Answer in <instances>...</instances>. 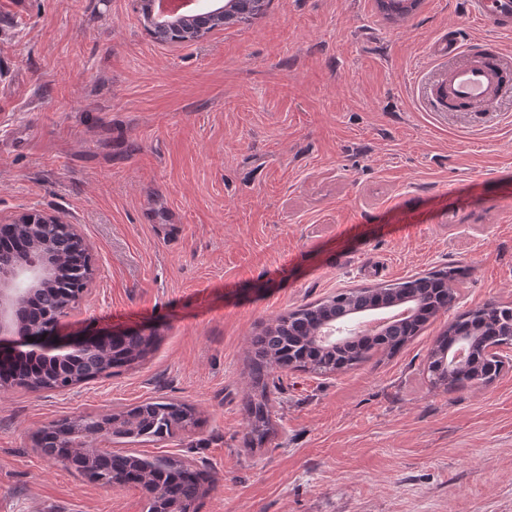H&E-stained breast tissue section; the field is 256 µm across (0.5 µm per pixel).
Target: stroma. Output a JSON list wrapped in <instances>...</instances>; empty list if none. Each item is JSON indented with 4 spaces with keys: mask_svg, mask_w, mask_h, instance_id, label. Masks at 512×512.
Listing matches in <instances>:
<instances>
[{
    "mask_svg": "<svg viewBox=\"0 0 512 512\" xmlns=\"http://www.w3.org/2000/svg\"><path fill=\"white\" fill-rule=\"evenodd\" d=\"M467 0H272L250 25L161 45L138 0H0V225H76L94 275L62 334L155 330L144 360L63 391L0 389V512H147L36 448L62 418L148 398L199 425L117 451L208 475L199 512H512V346L493 382L425 370L458 314L512 303V103L473 130L432 112L427 51L490 28ZM452 264L454 307L393 356L278 370L244 447L252 333L347 288Z\"/></svg>",
    "mask_w": 512,
    "mask_h": 512,
    "instance_id": "obj_1",
    "label": "stroma"
}]
</instances>
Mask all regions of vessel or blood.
<instances>
[{
  "mask_svg": "<svg viewBox=\"0 0 512 512\" xmlns=\"http://www.w3.org/2000/svg\"><path fill=\"white\" fill-rule=\"evenodd\" d=\"M473 19L497 32L512 31V0H468ZM429 56L439 69L431 102L439 111L492 116L500 99L512 93V57L494 40L474 44L457 31H443Z\"/></svg>",
  "mask_w": 512,
  "mask_h": 512,
  "instance_id": "1",
  "label": "vessel or blood"
}]
</instances>
